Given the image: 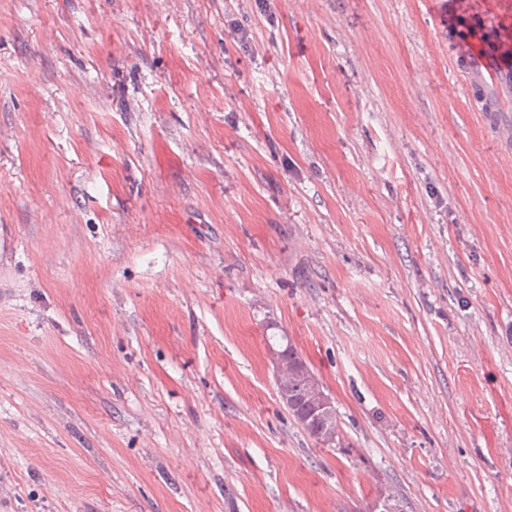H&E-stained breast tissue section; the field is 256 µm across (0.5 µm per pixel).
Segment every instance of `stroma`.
<instances>
[{
    "label": "stroma",
    "mask_w": 512,
    "mask_h": 512,
    "mask_svg": "<svg viewBox=\"0 0 512 512\" xmlns=\"http://www.w3.org/2000/svg\"><path fill=\"white\" fill-rule=\"evenodd\" d=\"M473 7L0 0V512H512V89L465 82ZM272 364L277 380V392L280 401L287 407L288 405L290 407V405L294 403V413L297 419L307 427L316 429L319 437L301 426L293 417L292 413L286 408L289 414H291L302 429L316 442H319L320 438V441L323 442L324 445H332L338 437V422L336 408L331 397L324 392H320L314 401L302 407H298L295 403V394L298 398L305 399L308 396V392L303 385V381L299 379L297 375V369L294 363L288 361L281 370V377L287 379L288 382L281 380L279 377L281 358L278 353L272 358ZM288 384L294 386L295 393L289 388Z\"/></svg>",
    "instance_id": "obj_1"
}]
</instances>
